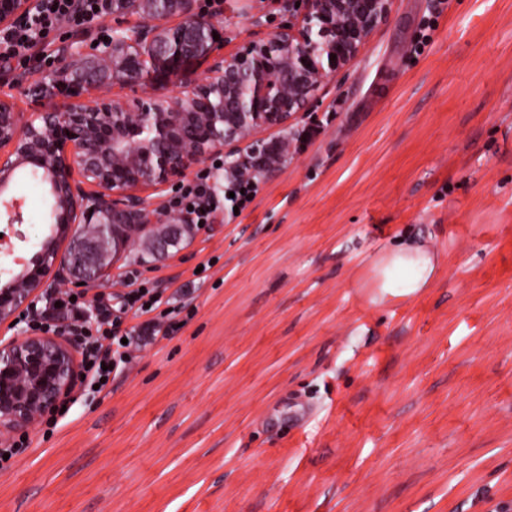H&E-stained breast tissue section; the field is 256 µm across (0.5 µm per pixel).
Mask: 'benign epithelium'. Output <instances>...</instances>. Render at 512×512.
<instances>
[{"mask_svg": "<svg viewBox=\"0 0 512 512\" xmlns=\"http://www.w3.org/2000/svg\"><path fill=\"white\" fill-rule=\"evenodd\" d=\"M298 1L303 10L279 31L221 56L223 22L198 16L196 0H171L170 12L162 15L154 0H113L114 15L143 6L147 13L120 27L127 37L112 38L122 44V50L112 49V77L135 89L163 75L183 92L163 100L138 97L127 106L100 97L58 103L41 93L43 106L33 112L18 110L0 94V205L8 223H23L18 199L9 192L19 175H35L48 185L52 224L32 265L0 268L8 275L0 284V323L62 285L81 283L77 271L98 277L109 267L92 262L96 245L76 239L74 225L110 217L112 260L119 259L133 236L158 223L160 212L145 189L166 187L210 154L235 156L246 134L310 111L322 80L350 66L393 6V0H288V8ZM38 7L39 0H0V28ZM176 14L195 25L168 26ZM192 61L208 66L190 77L184 67ZM77 373V348L66 336L1 340L0 442L53 410Z\"/></svg>", "mask_w": 512, "mask_h": 512, "instance_id": "1", "label": "benign epithelium"}]
</instances>
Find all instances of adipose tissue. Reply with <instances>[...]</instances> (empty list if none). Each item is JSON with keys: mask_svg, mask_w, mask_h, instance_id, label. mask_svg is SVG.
Returning <instances> with one entry per match:
<instances>
[{"mask_svg": "<svg viewBox=\"0 0 512 512\" xmlns=\"http://www.w3.org/2000/svg\"><path fill=\"white\" fill-rule=\"evenodd\" d=\"M435 270L434 256L428 247L408 244L386 254L375 265L374 276L382 292L404 297L428 287Z\"/></svg>", "mask_w": 512, "mask_h": 512, "instance_id": "ef3b65f1", "label": "adipose tissue"}]
</instances>
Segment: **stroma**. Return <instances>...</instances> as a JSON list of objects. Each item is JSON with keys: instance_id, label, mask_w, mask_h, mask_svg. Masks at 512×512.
Segmentation results:
<instances>
[{"instance_id": "obj_1", "label": "stroma", "mask_w": 512, "mask_h": 512, "mask_svg": "<svg viewBox=\"0 0 512 512\" xmlns=\"http://www.w3.org/2000/svg\"><path fill=\"white\" fill-rule=\"evenodd\" d=\"M288 0H224L222 54ZM431 41L414 52L425 23ZM248 207L111 277L188 306L107 397L73 404L0 471V512H512V0H394ZM0 236L31 257L46 193ZM439 266L413 297L373 266ZM435 270L434 256L428 247L408 244L386 254L374 266V276L383 293L404 297L427 288Z\"/></svg>"}]
</instances>
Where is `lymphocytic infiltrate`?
<instances>
[{"label": "lymphocytic infiltrate", "mask_w": 512, "mask_h": 512, "mask_svg": "<svg viewBox=\"0 0 512 512\" xmlns=\"http://www.w3.org/2000/svg\"><path fill=\"white\" fill-rule=\"evenodd\" d=\"M112 13V0H41L39 8L16 25L0 30V60L27 65L31 50L46 52L54 43L53 33L68 27L104 37L105 19ZM259 191L256 177L226 169H205L181 184L166 209L178 217L190 218L195 227L214 223L217 212L230 205L246 208ZM125 293L118 305L100 303L96 322L85 317L86 304L78 294L64 291L59 307L42 320L33 321L35 330L45 333L67 329L82 348V373L88 385L105 389L129 370L138 352L148 344L171 338L176 329L169 317L171 300L164 289L147 286L137 277H127ZM141 316L137 329L122 331L127 312Z\"/></svg>", "instance_id": "obj_1"}]
</instances>
